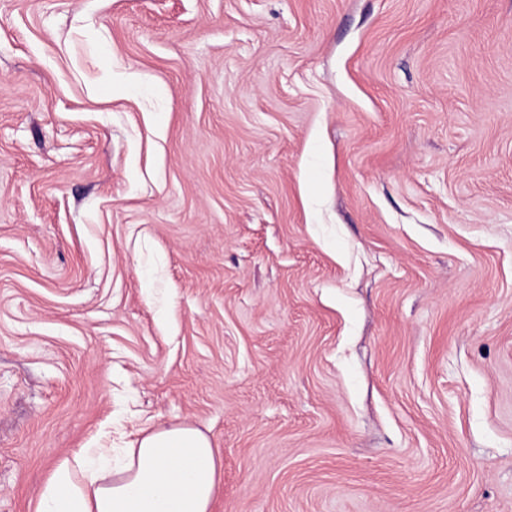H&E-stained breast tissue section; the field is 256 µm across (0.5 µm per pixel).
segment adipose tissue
I'll return each instance as SVG.
<instances>
[{
  "mask_svg": "<svg viewBox=\"0 0 512 512\" xmlns=\"http://www.w3.org/2000/svg\"><path fill=\"white\" fill-rule=\"evenodd\" d=\"M217 487L210 439L192 426L159 428L117 457L92 447L61 457L35 512H209Z\"/></svg>",
  "mask_w": 512,
  "mask_h": 512,
  "instance_id": "adipose-tissue-1",
  "label": "adipose tissue"
}]
</instances>
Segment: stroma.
<instances>
[{
    "label": "stroma",
    "mask_w": 512,
    "mask_h": 512,
    "mask_svg": "<svg viewBox=\"0 0 512 512\" xmlns=\"http://www.w3.org/2000/svg\"><path fill=\"white\" fill-rule=\"evenodd\" d=\"M180 425L210 512H512V0H0V512Z\"/></svg>",
    "instance_id": "35a3bbf8"
}]
</instances>
